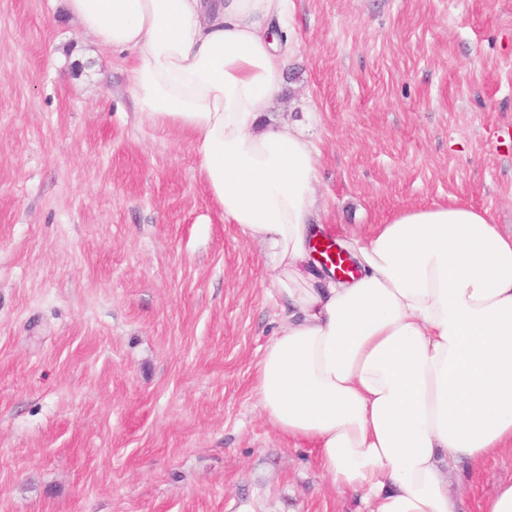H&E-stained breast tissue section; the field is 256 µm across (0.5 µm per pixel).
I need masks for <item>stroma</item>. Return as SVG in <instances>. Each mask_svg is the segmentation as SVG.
I'll use <instances>...</instances> for the list:
<instances>
[{
  "label": "stroma",
  "instance_id": "obj_1",
  "mask_svg": "<svg viewBox=\"0 0 512 512\" xmlns=\"http://www.w3.org/2000/svg\"><path fill=\"white\" fill-rule=\"evenodd\" d=\"M275 117L336 242L453 202L512 234V0H295ZM64 0H0V512H358L262 416L280 309L188 137ZM512 454L459 462L462 512Z\"/></svg>",
  "mask_w": 512,
  "mask_h": 512
}]
</instances>
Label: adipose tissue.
<instances>
[{
    "label": "adipose tissue",
    "mask_w": 512,
    "mask_h": 512,
    "mask_svg": "<svg viewBox=\"0 0 512 512\" xmlns=\"http://www.w3.org/2000/svg\"><path fill=\"white\" fill-rule=\"evenodd\" d=\"M103 49L134 54L141 118L189 135L199 173L259 248L281 308L255 365L268 423L313 444L365 512H460L459 461L512 453V235L466 205L397 211L351 239L355 275L313 251L320 153L271 120L294 0H66Z\"/></svg>",
    "instance_id": "ef3b65f1"
}]
</instances>
